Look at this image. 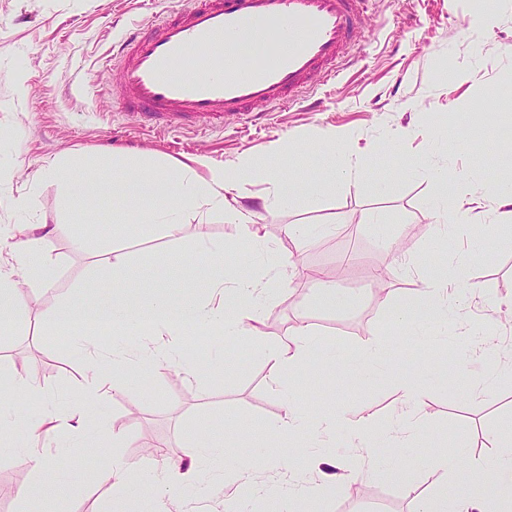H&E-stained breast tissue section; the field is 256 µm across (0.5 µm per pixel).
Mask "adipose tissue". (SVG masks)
I'll return each mask as SVG.
<instances>
[{"mask_svg": "<svg viewBox=\"0 0 512 512\" xmlns=\"http://www.w3.org/2000/svg\"><path fill=\"white\" fill-rule=\"evenodd\" d=\"M323 154L332 177L315 183L314 192L332 194L347 180L367 178V167L354 155L344 134L329 132ZM285 156V145L279 140L269 145L265 162H258L252 154L244 152L228 166L199 157L188 163H168L144 155L116 153L112 156L109 189L113 197L121 200L126 223L151 225L162 237L179 238L192 216L219 213L225 223L236 226L237 241L256 245L262 240V227L255 224L254 211L240 203L238 192L245 185L259 183L263 189L258 197L264 210L271 212L288 207L298 196L299 188L286 172ZM73 165V160L60 156L45 159L35 179L55 184L62 202L73 205L85 216L91 211L93 173L88 170L80 176H72ZM132 180L153 186L155 200L150 207H141L138 200L128 194L127 186ZM479 201L478 195H466L461 189L452 198L443 191L430 199L428 209L436 224H466ZM4 207L19 217L20 222L14 225L9 239L0 243V332L18 322L26 288L54 287L55 271L49 253L61 230L57 224L25 223L24 218L32 207L30 196L8 198ZM198 252L211 259L206 293L201 299L174 302L155 293L143 306L123 307L107 300L84 299L75 311L66 303L45 311L44 322L54 329L69 322L77 312L98 328L112 331L111 339L82 347L92 367L83 390L85 404L111 393L128 391L130 376L145 366L162 359L183 357L185 349L175 338L187 325L210 328L228 339L248 337L261 341L263 333L259 322L268 292L282 280L311 277L308 268L274 261L268 262L264 276H239L223 262V243L205 238L197 240L194 253L172 251L173 269L180 274L193 271L194 255ZM468 279L469 264L465 261L448 266L438 276L422 279L420 288L395 306L396 325L407 329L420 324L446 323L453 311L450 301ZM294 333L295 344H263L261 348L270 366L271 386L279 395L283 409L282 416L269 431L274 435L293 436L309 429L325 439L340 424V416L331 414L310 420L288 392L287 372L305 368L314 351L307 341L310 325L306 320H299ZM398 384L402 402L387 425L385 436L400 447L417 430L423 392L409 376L399 378ZM84 406L74 407L61 420L49 413L41 420L24 425L12 415L1 412L0 443L17 444L23 448L24 459L33 469H44L47 461L37 451L40 439L50 438L61 423L74 433L88 434L90 422ZM367 431L364 423L351 426V445L356 452L348 462H341L334 454L320 450L313 463L333 468L331 479L306 485L293 483V503L305 502L316 495L340 493L352 476L376 470V463L363 452L368 445ZM488 442L496 450L491 460L475 457L468 449L455 444L437 456L433 461L437 470L448 474L466 467L473 475L472 482L463 490H444L436 496L420 498L417 512H512V433L491 434Z\"/></svg>", "mask_w": 512, "mask_h": 512, "instance_id": "1", "label": "adipose tissue"}]
</instances>
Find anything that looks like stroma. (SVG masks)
<instances>
[{
    "label": "stroma",
    "instance_id": "35a3bbf8",
    "mask_svg": "<svg viewBox=\"0 0 512 512\" xmlns=\"http://www.w3.org/2000/svg\"><path fill=\"white\" fill-rule=\"evenodd\" d=\"M171 0H0V194H28L33 224H57L51 259L56 271L52 290L30 289L22 305L23 323L9 336L0 335V373L39 382L42 395L5 400V409L30 421L45 406L66 413L77 406L88 372L87 362L73 348L77 335L93 330L79 323L72 334L58 335L42 325L45 309L82 297L85 291L115 300L142 304L148 292L136 283L118 287L105 263L112 249L127 252L139 281L162 286L171 300L199 291L210 259L197 255L191 274L173 273L171 248L145 225H120L118 202L103 194L90 215L89 226L75 224L51 183L36 184L34 172L43 158L65 151L108 158L117 152H150L168 161L205 156L232 163L244 150L265 157L270 141L288 140L284 163L292 176L311 184L327 175L325 160L313 145L329 129L346 131L360 159L371 168L369 180L344 183L335 194L300 195L288 208L258 211L269 250L283 262L323 271L334 270L336 288L353 301L330 310L313 302V289L288 281L270 295L263 314L268 342L289 339L298 314L314 325L311 338L323 351L299 374L293 398L309 417L341 412L346 423L331 438L341 454H351V423L366 421L372 430L386 427L401 403L394 376L409 359H422L418 381L424 388L420 418L425 424L416 443L395 448L377 439L366 449L376 460L397 456L407 482L376 472L359 475L335 496L305 502L306 512H414L418 497L438 492L441 482L462 488L470 473L459 469L441 479L432 460L452 444L489 457L490 433L512 427V324L501 318L512 307V224H498L490 199L474 212L472 236L478 253L464 255L455 229L435 237L428 214L429 199L438 185L402 168L426 153L442 154L443 145L431 137L440 126L448 138L464 141L479 133L485 147L481 158L458 150L454 167L462 175L473 168L495 177L512 176V155L496 151V138L512 130V93L486 102V89L512 86V0H496L498 24L481 34L461 27L474 0H370L358 33L359 49L333 81L291 105L275 109L270 121L248 118L206 135L167 133L141 128L135 116H113L106 100L88 96L118 80L117 69L100 66L99 59L125 25L148 20ZM482 43L478 66L464 79H447L449 65L465 62L473 43ZM24 72L25 90L15 84ZM435 105L434 113L411 109L414 101ZM384 180L378 193L375 180ZM382 223H367L368 214ZM303 226L305 235L291 242L284 225ZM409 242V257L418 276L397 272L394 253L380 245L382 233ZM85 234L78 248L73 239ZM470 262V280L459 290V322L492 325L489 337H474V345L489 344L487 369L466 368L464 346L455 335L405 334L392 323L394 301L410 295L419 276L439 275L448 264ZM196 330L184 338L191 346V372L163 362L134 377L131 392L108 395L90 406L93 433L79 437L60 428L42 455L52 466L32 471L19 449L0 446V512H25L19 488L39 481L53 486L65 512H110L123 499L127 512H147L148 483L165 466L177 467L161 503L164 512H223L225 462L213 458L190 465L184 451L196 429L208 424L215 438L239 445V461L255 462L258 451L271 449L265 464L268 490L243 499L240 512H288V478L305 470V460H292L289 443L268 445L266 427L282 414L280 399L269 388V367L261 353L244 340L209 337L194 346ZM379 347V366L368 379L352 375L333 363L330 353L354 358L371 345ZM224 351L233 366L223 369L212 356ZM120 457L129 471L124 483L106 476L107 462ZM209 484L208 498L197 496Z\"/></svg>",
    "mask_w": 512,
    "mask_h": 512
}]
</instances>
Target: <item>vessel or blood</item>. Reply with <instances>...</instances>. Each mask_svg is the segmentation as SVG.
<instances>
[{
    "instance_id": "b4317fda",
    "label": "vessel or blood",
    "mask_w": 512,
    "mask_h": 512,
    "mask_svg": "<svg viewBox=\"0 0 512 512\" xmlns=\"http://www.w3.org/2000/svg\"><path fill=\"white\" fill-rule=\"evenodd\" d=\"M368 0H174L102 57V95L152 129H223L336 78Z\"/></svg>"
}]
</instances>
